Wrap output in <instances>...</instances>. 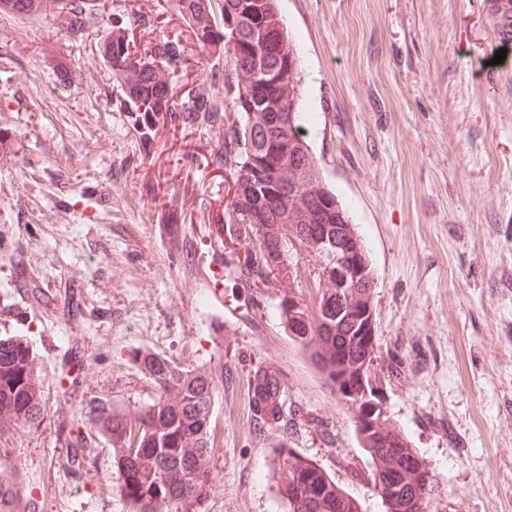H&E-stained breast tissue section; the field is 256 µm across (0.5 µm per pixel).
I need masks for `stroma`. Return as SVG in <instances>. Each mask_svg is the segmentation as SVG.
Listing matches in <instances>:
<instances>
[{
	"label": "stroma",
	"mask_w": 512,
	"mask_h": 512,
	"mask_svg": "<svg viewBox=\"0 0 512 512\" xmlns=\"http://www.w3.org/2000/svg\"><path fill=\"white\" fill-rule=\"evenodd\" d=\"M482 2L279 0L306 138L376 278L372 377L438 475L431 512H512V45L494 64ZM98 4L81 41L54 14L0 11V337L42 362L46 407L37 431L0 435V479L24 512H129L108 437L89 432L85 474L59 464L88 432L81 401L153 403L141 353L218 383L200 512H287L277 448L383 512L350 409L281 323L280 288L230 274L223 123L141 139L95 45L116 26L140 53L188 37L175 0ZM216 60L189 52L176 102H223ZM260 367L282 374L289 413L264 427L249 400Z\"/></svg>",
	"instance_id": "stroma-1"
}]
</instances>
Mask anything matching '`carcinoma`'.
<instances>
[{
	"instance_id": "cac0c4a2",
	"label": "carcinoma",
	"mask_w": 512,
	"mask_h": 512,
	"mask_svg": "<svg viewBox=\"0 0 512 512\" xmlns=\"http://www.w3.org/2000/svg\"><path fill=\"white\" fill-rule=\"evenodd\" d=\"M191 39L205 48L224 42V109L206 94L177 105L162 83L186 59L178 37L159 40L142 57L130 41L108 32L98 39L123 92L121 105L138 113L136 129L148 140L166 113L184 125L214 123L224 112V169L233 174L237 193L225 206V227L235 253L233 273L256 288L273 279L288 295L277 304L288 335L308 352L336 396L371 382L370 367L378 348L371 302L372 271L347 287L336 277V248L354 250L370 264L350 216L325 181L304 128L310 113L300 104L301 60L281 23L278 0H178ZM95 0H0V11L31 14L68 10V33L84 37ZM314 258L319 298L314 307L293 295L298 272L287 255ZM0 428L41 425L45 405L35 356L23 340L0 338ZM157 387V398L135 415L112 408L111 400L81 402L89 428L118 444L114 464L122 475V493L130 512H196L207 487L206 463L213 447L208 427L216 391L209 373L185 369L158 356H142ZM354 431L373 464L374 489L386 512H429L437 478L406 435L389 417L371 416L366 402L349 403ZM62 466L79 472L85 466L87 437L69 440ZM282 475L281 493L288 512H362L360 503L342 490L312 460L292 448L274 450ZM13 484L0 486V512H19Z\"/></svg>"
}]
</instances>
